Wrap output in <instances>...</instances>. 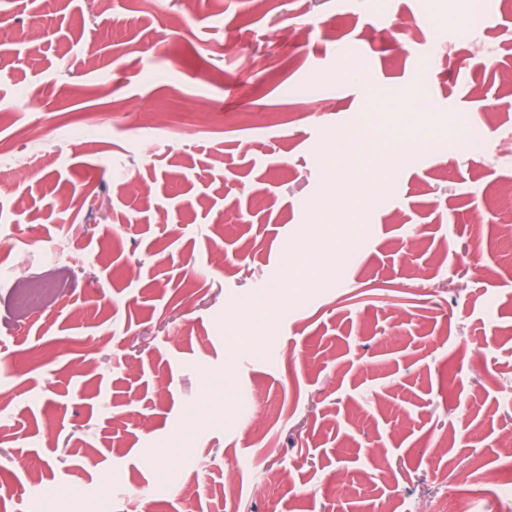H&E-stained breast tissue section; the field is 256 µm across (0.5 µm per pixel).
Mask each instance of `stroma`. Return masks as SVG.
I'll use <instances>...</instances> for the list:
<instances>
[{"label":"stroma","instance_id":"1","mask_svg":"<svg viewBox=\"0 0 512 512\" xmlns=\"http://www.w3.org/2000/svg\"><path fill=\"white\" fill-rule=\"evenodd\" d=\"M464 2L14 0L0 512H512V0L388 29ZM447 23V19L431 12H424L421 15H413L407 18L396 19L392 25L398 35L406 36L411 31L420 29L422 26L440 27Z\"/></svg>","mask_w":512,"mask_h":512}]
</instances>
